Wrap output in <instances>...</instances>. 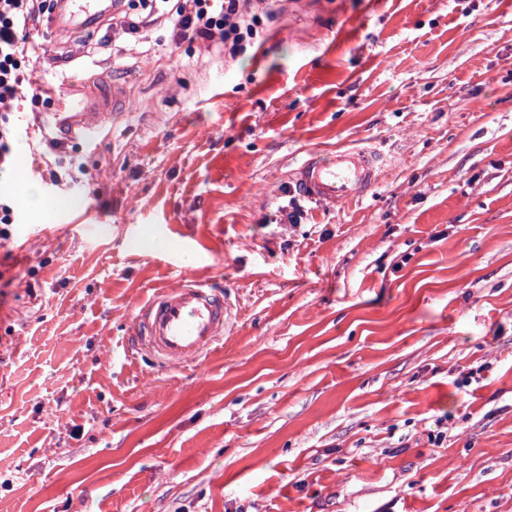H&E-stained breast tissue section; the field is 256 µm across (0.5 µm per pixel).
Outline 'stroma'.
<instances>
[{"instance_id": "obj_1", "label": "stroma", "mask_w": 512, "mask_h": 512, "mask_svg": "<svg viewBox=\"0 0 512 512\" xmlns=\"http://www.w3.org/2000/svg\"><path fill=\"white\" fill-rule=\"evenodd\" d=\"M270 8L229 62L49 41L127 98L0 246V512H512V0ZM339 147L375 187L299 197ZM187 274L234 323L161 368L131 333ZM378 158L368 149L340 148L311 155L291 173L301 196L320 207L361 197L376 184ZM26 202L28 206L39 213H50L59 208L68 206V202L65 199H48L46 198L39 188L32 184L25 185Z\"/></svg>"}]
</instances>
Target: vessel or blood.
Wrapping results in <instances>:
<instances>
[{"label":"vessel or blood","instance_id":"1","mask_svg":"<svg viewBox=\"0 0 512 512\" xmlns=\"http://www.w3.org/2000/svg\"><path fill=\"white\" fill-rule=\"evenodd\" d=\"M103 0H60L52 14L56 34L72 35L94 25ZM74 99H61L51 115L53 132L77 140L112 116L121 90L103 94L99 76L82 78ZM378 158L368 149L340 148L311 155L291 173L301 196L320 207L361 197L376 184ZM230 307L221 289L190 276L159 291L138 312L135 345L159 367L200 359L223 341Z\"/></svg>","mask_w":512,"mask_h":512}]
</instances>
